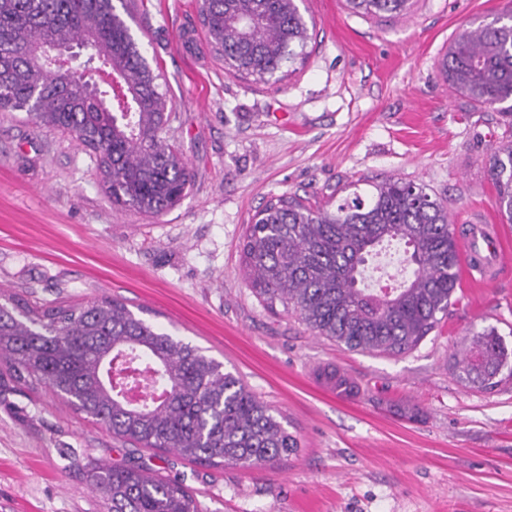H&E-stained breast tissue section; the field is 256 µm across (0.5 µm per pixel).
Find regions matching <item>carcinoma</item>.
Segmentation results:
<instances>
[{"label": "carcinoma", "mask_w": 512, "mask_h": 512, "mask_svg": "<svg viewBox=\"0 0 512 512\" xmlns=\"http://www.w3.org/2000/svg\"><path fill=\"white\" fill-rule=\"evenodd\" d=\"M367 14L398 16L408 0H348ZM202 24L230 69L264 82L305 54V21L292 0H208ZM86 44L122 87L92 81L86 69L56 82L41 46ZM449 87L475 107H495L512 126V11L458 34L441 62ZM161 74L147 62L112 0H0V110L72 135L97 154L112 201L146 214L174 206L189 172L164 132L171 112ZM489 173L501 216L512 223V139L491 153ZM353 191L331 211L295 197L259 210L247 226L242 263L268 308L297 311L316 334L351 351L403 354L448 315L459 253L448 211L400 179ZM404 244L410 273L391 293L364 284L369 256ZM508 360L495 328L473 335L463 370L487 387ZM0 395L8 382L44 385L124 442L167 450L201 465L250 468L286 459L300 442L238 376L141 318L115 299L32 306L0 303ZM108 512H199L178 477L132 461L93 457L79 469Z\"/></svg>", "instance_id": "cac0c4a2"}]
</instances>
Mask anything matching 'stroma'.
<instances>
[{
  "label": "stroma",
  "mask_w": 512,
  "mask_h": 512,
  "mask_svg": "<svg viewBox=\"0 0 512 512\" xmlns=\"http://www.w3.org/2000/svg\"><path fill=\"white\" fill-rule=\"evenodd\" d=\"M512 0H409L371 15L305 0L302 63L268 84L235 73L207 42L199 0H133L131 32L176 114L170 138L190 171L159 215L113 204L95 154L22 112L0 111V294L30 303L123 302L241 375L296 435L298 455L248 469L141 450L179 477L201 512H512V361L492 388L462 359L496 328L512 351V252L412 351L347 350L297 313L254 296L241 258L269 201L337 203L402 179L469 225L512 224L488 170L502 117L476 109L440 73L450 41ZM354 385L338 395L322 374ZM128 460L126 443L54 397L20 387L0 401V512H106L76 475L86 456Z\"/></svg>",
  "instance_id": "1"
}]
</instances>
